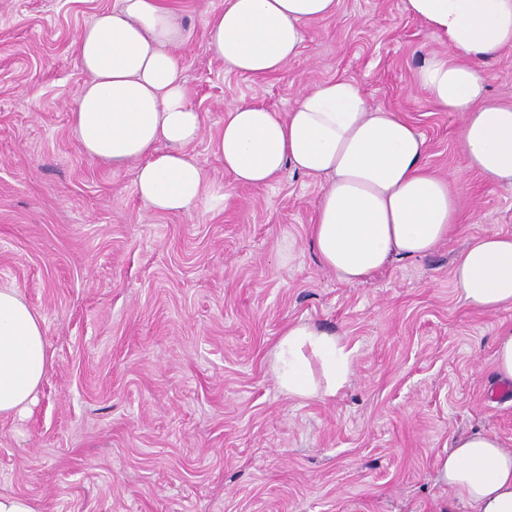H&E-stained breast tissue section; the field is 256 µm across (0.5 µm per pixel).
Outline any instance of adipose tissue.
<instances>
[{
    "mask_svg": "<svg viewBox=\"0 0 512 512\" xmlns=\"http://www.w3.org/2000/svg\"><path fill=\"white\" fill-rule=\"evenodd\" d=\"M337 0H224L207 23V46L238 74L262 79L294 59L309 22ZM448 49L430 55L416 80L441 110L461 113L459 146L487 182L512 186V104L485 99V59L512 46V0H404ZM189 31L165 0H117L73 41L86 79L70 128L91 159L133 167L152 214L211 206L217 196L188 148L201 135L175 47ZM243 184L266 185L285 167L321 179L309 227L324 269L358 283L394 257L424 256L456 226L461 210L447 181L425 163V138L397 114L369 108L348 81L328 80L281 114L232 103L211 142ZM460 298L484 313L512 306V234L491 231L455 259ZM355 350L314 324H290L271 352L280 391L327 400L350 382ZM53 366L45 320L17 289L0 288V418L23 413ZM439 474L470 512H512V450L489 433L456 438Z\"/></svg>",
    "mask_w": 512,
    "mask_h": 512,
    "instance_id": "obj_1",
    "label": "adipose tissue"
}]
</instances>
